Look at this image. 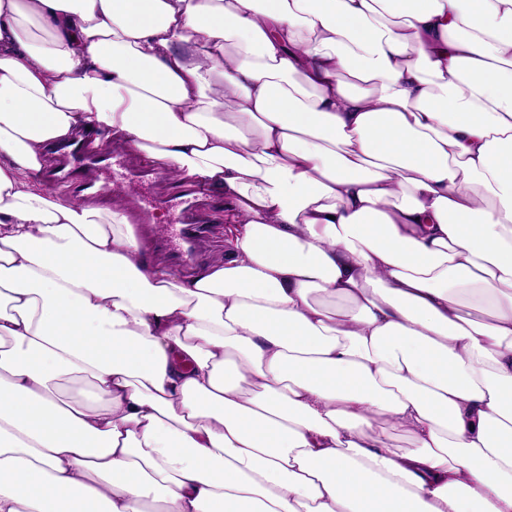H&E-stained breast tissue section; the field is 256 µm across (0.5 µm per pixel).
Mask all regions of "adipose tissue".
Returning <instances> with one entry per match:
<instances>
[{"label": "adipose tissue", "instance_id": "ef3b65f1", "mask_svg": "<svg viewBox=\"0 0 512 512\" xmlns=\"http://www.w3.org/2000/svg\"><path fill=\"white\" fill-rule=\"evenodd\" d=\"M103 130L227 260L42 185ZM4 340L0 512H512V0H0ZM93 137L100 139L99 148L102 151L122 152L137 160L139 165L135 163L130 164L131 166L127 172L125 185L129 191H139L145 196L146 206L152 213V219L151 213L143 206L141 198L138 195H130L126 199L130 218L134 224H144V230L154 236L159 248L172 251L183 261L187 268H191L201 256L200 247L206 242V231L202 227L203 223L200 222L201 212L195 205L188 206L185 210H181L185 206L186 197L184 196V190L187 184H181L175 179L154 169L148 160L136 152L132 146L124 142L112 141V135H109V133L101 132L93 135ZM140 165L153 169L155 172L164 176V178L156 182L142 178ZM211 191L213 197L212 208L210 211H207L206 218L209 221L208 224L211 225L212 234L206 242L205 256L190 271H187L170 253L158 250L148 239L139 234L155 261L173 268L178 274L184 277L197 275L215 261L224 258V251L227 248L225 243L227 224H225L224 220H226V216L229 213V203L224 200L223 195L214 190ZM175 210H181V213L177 219L179 227L173 230L169 222ZM151 223L168 224L159 231V234L163 236L156 234ZM176 239H179L185 247L172 248L171 243L175 242Z\"/></svg>", "mask_w": 512, "mask_h": 512}]
</instances>
